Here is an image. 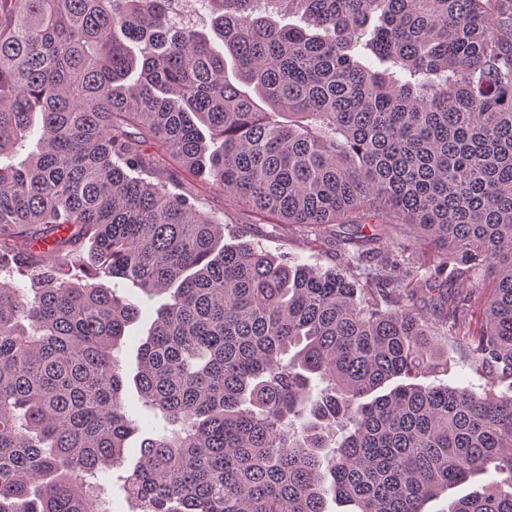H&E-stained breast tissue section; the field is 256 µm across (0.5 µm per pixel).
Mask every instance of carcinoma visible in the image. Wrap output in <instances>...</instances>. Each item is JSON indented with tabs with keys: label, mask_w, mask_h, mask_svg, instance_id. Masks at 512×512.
<instances>
[{
	"label": "carcinoma",
	"mask_w": 512,
	"mask_h": 512,
	"mask_svg": "<svg viewBox=\"0 0 512 512\" xmlns=\"http://www.w3.org/2000/svg\"><path fill=\"white\" fill-rule=\"evenodd\" d=\"M171 2L0 0V512H112L139 307L102 276L169 294L133 377L163 422L126 479L140 512H422L512 477V0H198L222 53ZM165 156L346 265L219 245ZM486 270L478 318L457 283ZM435 329L506 388L377 394L448 370ZM507 475L495 470L492 466L479 472L469 483L448 489V493L443 494L438 499L429 501L424 506L425 512H446L448 503L453 499L466 494L481 486L498 487L505 491H511L509 488L510 481L506 480Z\"/></svg>",
	"instance_id": "carcinoma-1"
}]
</instances>
